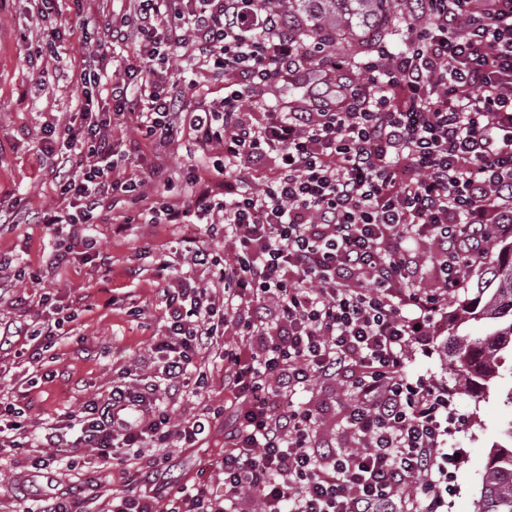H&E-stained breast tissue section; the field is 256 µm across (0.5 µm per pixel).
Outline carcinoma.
<instances>
[{
    "label": "carcinoma",
    "mask_w": 512,
    "mask_h": 512,
    "mask_svg": "<svg viewBox=\"0 0 512 512\" xmlns=\"http://www.w3.org/2000/svg\"><path fill=\"white\" fill-rule=\"evenodd\" d=\"M409 7L407 2L398 11L394 0H285L283 11L300 35L336 41L387 30L404 20ZM493 250L496 259L477 280L473 296L458 304L457 330L446 339L460 389L481 394L495 387L506 358H512V240L496 238ZM469 322L483 323L486 334L459 333ZM488 501L495 512H512V443L494 446L488 457L476 512H487Z\"/></svg>",
    "instance_id": "cac0c4a2"
}]
</instances>
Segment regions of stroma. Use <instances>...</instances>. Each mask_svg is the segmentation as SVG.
Listing matches in <instances>:
<instances>
[{"label": "stroma", "mask_w": 512, "mask_h": 512, "mask_svg": "<svg viewBox=\"0 0 512 512\" xmlns=\"http://www.w3.org/2000/svg\"><path fill=\"white\" fill-rule=\"evenodd\" d=\"M130 0H55L48 18H39L32 0H0V203L12 205L14 223L0 226V257L12 259L11 269L0 273L6 283L0 297V402L23 407L29 442L40 444L43 427L62 414L81 408L88 400L107 396L126 373L161 381L160 364L151 346L164 331L157 294V267L167 262L166 278L207 281L176 240L192 235L190 224H134L114 232L112 225L91 219L84 233L97 241L109 268L94 255L74 254L64 266L54 256L69 231L35 223L34 213L55 206L65 175L78 171L84 155L64 150L59 138L69 124H80L83 98L80 73L85 57L94 51L113 61L112 77L126 79L143 67L138 45H114L100 29L84 26V19L106 21L129 16ZM61 36L53 50L43 45L52 29ZM186 102L221 99L224 81L200 76L189 47L177 48L167 75ZM95 109L112 120L117 170L122 178L140 183L139 193L117 197L114 215H134L159 202L186 201L187 175L199 164L192 135L181 134L163 149L145 139L135 119L115 120L108 82L95 91ZM58 136L47 139L48 126ZM54 155H44L45 146ZM163 160L174 178L173 190L147 180L146 171ZM56 308L63 326L57 343L39 361L22 356L30 347V330L38 327L49 308ZM204 362L209 387L200 397L174 400V418L181 421L223 405L224 366L213 354ZM409 378L427 379L447 386L457 422L448 445L460 449L452 491L442 512H474L491 446L512 422V404L506 400L512 383L504 381L489 396L477 398L458 392L441 342L415 345L405 368ZM224 423L214 422L196 447L168 448L169 472L157 491L172 499L173 486L197 481L208 462L224 448Z\"/></svg>", "instance_id": "1"}]
</instances>
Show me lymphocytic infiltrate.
Listing matches in <instances>:
<instances>
[{"instance_id":"f902f5d3","label":"lymphocytic infiltrate","mask_w":512,"mask_h":512,"mask_svg":"<svg viewBox=\"0 0 512 512\" xmlns=\"http://www.w3.org/2000/svg\"><path fill=\"white\" fill-rule=\"evenodd\" d=\"M280 3L133 0L131 17L108 27L113 42L139 43L148 72L138 100L112 83L117 116L134 113L159 146L187 126L201 150L223 148L211 172L193 174L188 202L136 221L224 214L225 256L183 240L223 297L193 280L162 289L164 333L152 348L172 396L187 386L206 393L200 359L219 349L232 412L217 464L224 491L187 485L168 507L144 492L166 473L167 448L194 446L207 420L173 424L156 384L121 383L45 434L35 471L51 473L70 432L93 459L73 500L45 499L39 512H83L109 469L126 483L109 512H241L252 493L259 512H440L451 491V400L436 383L410 380L405 365L414 344L443 333L463 269L512 232V0H417L405 50L391 51L380 33L358 58L304 42ZM184 43L201 70L223 77L220 101L185 107L163 80ZM315 64L337 88L333 101L269 108L273 88ZM107 67L89 54L83 122L65 140L92 162L64 179L62 205L36 223L86 224L106 199L135 189L115 176L109 124L94 110L91 89ZM230 326L238 341L220 347ZM317 382L349 393L344 448L323 435L328 407L302 399Z\"/></svg>"}]
</instances>
